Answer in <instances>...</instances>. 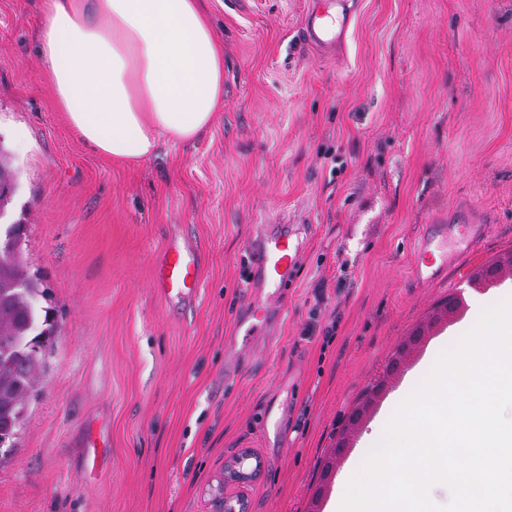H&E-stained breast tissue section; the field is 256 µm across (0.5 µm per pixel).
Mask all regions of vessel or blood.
<instances>
[{
	"mask_svg": "<svg viewBox=\"0 0 512 512\" xmlns=\"http://www.w3.org/2000/svg\"><path fill=\"white\" fill-rule=\"evenodd\" d=\"M351 18V13L346 11L333 16L327 12L309 10L302 20V35L312 48L329 52L344 42ZM454 230L451 224H433L425 229L414 248L412 278L425 284L437 280L440 269L436 265L434 252L447 249ZM291 236L287 228L267 227L261 230L251 245L249 267L253 272L252 281L258 287L267 289L268 297L265 305L251 308L246 319L238 322V335H265L274 320L278 294L287 286L302 259V250L291 244ZM200 266L201 257L196 249L186 245H170L154 263L153 285L167 299H193L200 284ZM82 446L88 477H96L108 468L110 442L101 430L86 427Z\"/></svg>",
	"mask_w": 512,
	"mask_h": 512,
	"instance_id": "1",
	"label": "vessel or blood"
}]
</instances>
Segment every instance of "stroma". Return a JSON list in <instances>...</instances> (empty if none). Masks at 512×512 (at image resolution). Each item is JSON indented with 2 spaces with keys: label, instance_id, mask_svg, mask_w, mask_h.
Returning <instances> with one entry per match:
<instances>
[{
  "label": "stroma",
  "instance_id": "stroma-1",
  "mask_svg": "<svg viewBox=\"0 0 512 512\" xmlns=\"http://www.w3.org/2000/svg\"><path fill=\"white\" fill-rule=\"evenodd\" d=\"M316 2L205 0L224 42V110L196 141L123 166L78 138L41 77L43 0H0V144L17 183L6 219L27 226L24 262L56 322L21 426L0 446V512H209L225 462L245 449L261 474L225 482V496L245 494L251 512H326L434 341L478 322L476 298L496 305L512 289V268L470 281L512 256V0H351L331 59L297 36ZM462 218L490 224L478 250L433 284L412 280L422 227ZM264 222L296 230L303 263L278 340L228 376ZM172 243L202 256L189 303L153 286ZM451 296L462 304L432 322ZM91 423L112 446L110 471L90 482L79 442Z\"/></svg>",
  "mask_w": 512,
  "mask_h": 512
}]
</instances>
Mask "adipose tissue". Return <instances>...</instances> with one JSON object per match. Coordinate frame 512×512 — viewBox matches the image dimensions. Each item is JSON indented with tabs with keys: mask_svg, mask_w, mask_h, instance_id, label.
<instances>
[{
	"mask_svg": "<svg viewBox=\"0 0 512 512\" xmlns=\"http://www.w3.org/2000/svg\"><path fill=\"white\" fill-rule=\"evenodd\" d=\"M39 46L69 126L109 160L194 141L224 108V45L203 0H44Z\"/></svg>",
	"mask_w": 512,
	"mask_h": 512,
	"instance_id": "obj_1",
	"label": "adipose tissue"
}]
</instances>
